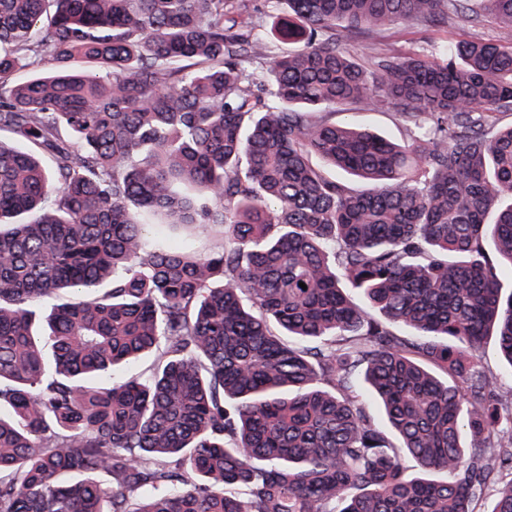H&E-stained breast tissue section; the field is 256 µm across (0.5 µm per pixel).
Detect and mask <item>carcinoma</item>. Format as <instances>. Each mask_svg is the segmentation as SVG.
<instances>
[{"label": "carcinoma", "instance_id": "1", "mask_svg": "<svg viewBox=\"0 0 512 512\" xmlns=\"http://www.w3.org/2000/svg\"><path fill=\"white\" fill-rule=\"evenodd\" d=\"M266 2L0 0V512H512V0ZM462 37H478L501 43H512V28L497 24L480 27L456 24L452 27L441 26L425 29L407 24H398L392 26L381 37L368 41L370 44H365L364 40L358 39L351 43V47L357 52L361 62L368 66L370 64V56L372 55L370 48L403 53L421 45H426V43L440 45L447 42L448 39ZM354 120L372 127L397 142L405 140L410 134L409 127L405 124L403 118L392 109L381 112H361L355 114ZM480 360L478 364L480 371H484L487 374H499L502 377L501 382L504 387L509 388L512 386V377L503 369L497 345L493 340L488 341L484 345L480 354Z\"/></svg>", "mask_w": 512, "mask_h": 512}]
</instances>
